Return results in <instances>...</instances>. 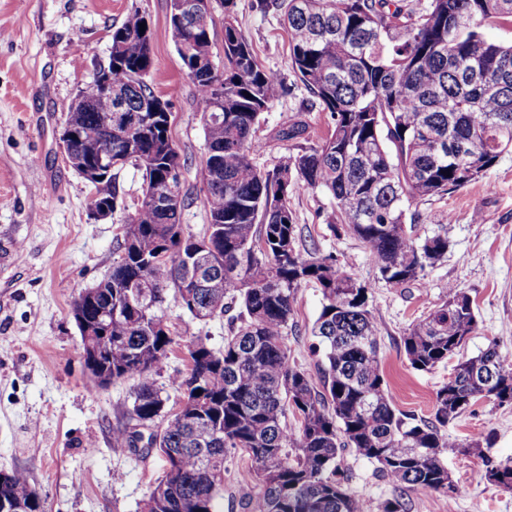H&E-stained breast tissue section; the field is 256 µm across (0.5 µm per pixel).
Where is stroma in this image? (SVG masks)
Listing matches in <instances>:
<instances>
[{
	"instance_id": "obj_1",
	"label": "stroma",
	"mask_w": 512,
	"mask_h": 512,
	"mask_svg": "<svg viewBox=\"0 0 512 512\" xmlns=\"http://www.w3.org/2000/svg\"><path fill=\"white\" fill-rule=\"evenodd\" d=\"M135 9L153 33L148 80L171 103V136L187 160L181 222L199 235L208 222L198 179L206 143L195 87L169 33L170 0H0V471L23 473L49 512H141L165 465L158 454L141 457L114 447L117 432L130 422L138 382L92 387L71 313L77 293L111 271L119 229L138 203L142 176L134 166L124 168L118 178L124 209L98 219L89 209L91 186L65 162L60 137L72 99L108 61L113 28ZM234 11L258 61L289 88L264 112L257 132L263 146L254 163L267 171L301 147L321 143L331 120L292 68L279 15L262 13L256 0H234ZM294 121L306 126L302 141L277 140L276 129ZM291 207L302 247L333 255L342 270L370 286L382 370L399 409L430 417L436 390L455 372L453 359L429 372L413 369L402 343L413 322L447 299L449 287L470 296L479 322L464 356L493 342L512 365V153L464 188L419 203L424 220L408 225V232L420 239L447 233L448 254L423 278L401 286L382 280L359 240L329 228L334 202L325 191H299ZM322 305L320 288H299L288 329L290 364L313 374L318 358L309 349L311 329ZM167 316L173 350L151 379L171 412L179 401L171 383L187 369L186 342L198 336L222 347L227 320L198 322L174 302ZM447 433L472 449L445 457L460 494L451 499L408 492L407 512H512V491L485 479L475 451L490 434L493 455L512 460V405L479 401L449 422ZM225 465L217 512H251L240 499L241 487L253 480L250 460L231 453ZM341 465L351 475L349 489L361 512H382L396 483L351 449Z\"/></svg>"
}]
</instances>
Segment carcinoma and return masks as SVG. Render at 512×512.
<instances>
[{"mask_svg":"<svg viewBox=\"0 0 512 512\" xmlns=\"http://www.w3.org/2000/svg\"><path fill=\"white\" fill-rule=\"evenodd\" d=\"M224 0V67L216 65L212 29L193 18L168 26L174 46L197 91L209 152L200 165L208 224L184 232L182 191L173 206L148 202L171 160L170 107L145 79L153 66L152 34L140 32L146 17L135 10L112 30V69L121 78L112 94L125 104L132 137L110 135L121 165L90 184L89 206L122 205L117 175L131 164L143 172L141 198L120 227L123 243L109 276L92 298L72 307L88 317L112 294V338L102 363L112 380H141L130 415L139 426L158 417L149 435L127 427L121 447L145 456L159 453L167 470L153 483L144 512H216L224 492V457L248 456L259 496L256 512H356L349 476L337 464L348 448L378 465L400 493L382 512H405L404 495L422 490L450 498L459 493L444 461L460 448L448 423L486 399L512 404V366L495 344L461 358L448 383L437 389L431 417L400 410L390 396L379 360V328L369 308V286L359 283L331 255L300 250L301 231L290 200L299 190L326 191L334 201L331 228L354 235L375 260L382 279L404 285L425 275L448 253V236L416 242L406 230L422 214L419 201L459 190L512 152V42L486 37L485 28L512 21V0H257L260 11L279 14L290 37L293 69L329 113L323 142L263 171L253 162L261 116L288 92L285 80L262 67ZM68 109L79 130L72 156L96 155L106 143L100 119L110 98L94 84ZM204 246L201 262L209 285L182 287V256ZM148 277L152 305L140 302L132 280ZM313 283L323 295L313 336L322 355L320 383L289 364L285 333L294 320L299 288ZM205 322L233 306L239 313L216 350L201 339L187 344L188 370L174 380L180 410L162 415V389L149 376L168 359L174 343L168 300ZM478 327L473 301L454 287L403 337L412 368L430 371L461 354ZM299 423L288 429V416ZM498 470L497 486L512 491V461L481 453ZM26 512H47L26 476L0 483V500Z\"/></svg>","mask_w":512,"mask_h":512,"instance_id":"obj_1","label":"carcinoma"}]
</instances>
